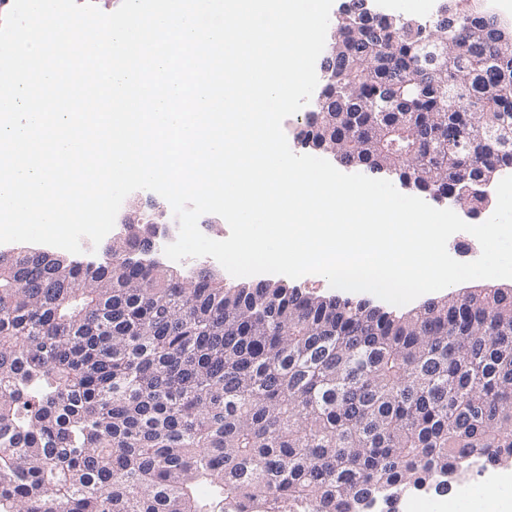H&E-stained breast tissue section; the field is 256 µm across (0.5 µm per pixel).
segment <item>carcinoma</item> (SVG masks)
<instances>
[{
	"label": "carcinoma",
	"instance_id": "1",
	"mask_svg": "<svg viewBox=\"0 0 512 512\" xmlns=\"http://www.w3.org/2000/svg\"><path fill=\"white\" fill-rule=\"evenodd\" d=\"M458 19L446 57L421 29L335 16L338 53L301 118L344 165L394 167L476 213L512 173V44ZM482 104L440 109L436 71ZM40 251L0 267V512H359L512 467V294L481 288L405 313L264 288L136 255Z\"/></svg>",
	"mask_w": 512,
	"mask_h": 512
}]
</instances>
